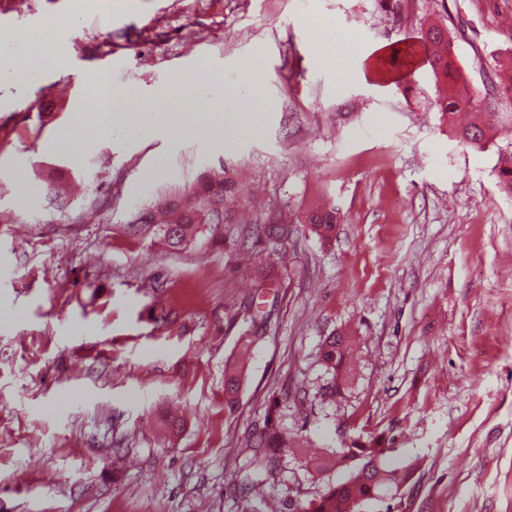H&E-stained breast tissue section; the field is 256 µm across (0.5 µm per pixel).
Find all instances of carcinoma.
Listing matches in <instances>:
<instances>
[{
    "label": "carcinoma",
    "mask_w": 512,
    "mask_h": 512,
    "mask_svg": "<svg viewBox=\"0 0 512 512\" xmlns=\"http://www.w3.org/2000/svg\"><path fill=\"white\" fill-rule=\"evenodd\" d=\"M422 43L429 48L426 58L436 82L452 87L448 96L436 102L442 117L449 119L460 110L470 112L468 124L452 129L459 143L483 149L493 140V128L505 133L512 131V115L488 111L486 97L468 86L457 66L452 38L442 26H429L422 35ZM497 152L498 182L511 194L512 138H505V144L497 146ZM233 190L234 181L229 177L217 183L204 179L196 191L178 201L158 200L152 208L142 211L135 223L153 226L169 248L179 249L198 234L202 226L224 223ZM297 221L310 225L318 237L329 238L336 229V208L318 206L305 211ZM249 342L250 339L241 337L237 358L225 372L224 396L230 408L234 407L242 386L243 359ZM352 346L353 337L341 333H332L321 343L319 361L329 381L319 388L320 399L341 396ZM282 418V402L276 399L268 406L264 425L250 438L252 454L236 475L242 493V512H256V488L274 476L300 438L299 434L288 430ZM389 452L390 449L377 440H351L336 450L334 459L335 464L348 468L347 478L326 484L317 497L309 501L288 504V512H361L370 500H402L401 485L411 477L413 464H398Z\"/></svg>",
    "instance_id": "1"
}]
</instances>
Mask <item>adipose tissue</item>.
<instances>
[{
  "instance_id": "obj_1",
  "label": "adipose tissue",
  "mask_w": 512,
  "mask_h": 512,
  "mask_svg": "<svg viewBox=\"0 0 512 512\" xmlns=\"http://www.w3.org/2000/svg\"><path fill=\"white\" fill-rule=\"evenodd\" d=\"M63 21L47 18L31 28L20 30L0 27V83L35 85L42 73L58 67L59 57L36 53L46 32L61 30ZM89 93L78 103L66 134L48 141L46 150L80 158L103 141L121 139L140 141L156 137L177 139L185 133L224 132L225 148H232L247 133L261 125L260 110L231 109L236 78H226L222 91L200 96L190 89H157L151 99L140 90L113 84L107 71L86 75Z\"/></svg>"
}]
</instances>
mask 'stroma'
Returning a JSON list of instances; mask_svg holds the SVG:
<instances>
[{
	"label": "stroma",
	"mask_w": 512,
	"mask_h": 512,
	"mask_svg": "<svg viewBox=\"0 0 512 512\" xmlns=\"http://www.w3.org/2000/svg\"><path fill=\"white\" fill-rule=\"evenodd\" d=\"M72 19L63 63L0 85V512H239L235 474L270 398L303 445L265 487L267 512L343 481L310 450L384 441L416 463L400 512H512V194L496 146L460 144L427 64L377 80L365 55L447 28L466 80L512 112V0H0V26ZM357 36L337 87L316 43ZM256 57L263 122L172 142L104 141L81 159L45 141L70 124L83 74L143 93L207 95ZM230 171L224 223L184 248L132 232L135 204ZM34 187L29 198L21 185ZM338 212L323 240L297 218ZM294 226L268 256L240 213ZM261 318L244 323L247 309ZM354 336L335 403L320 344ZM253 338L235 412L224 365Z\"/></svg>",
	"instance_id": "1"
}]
</instances>
